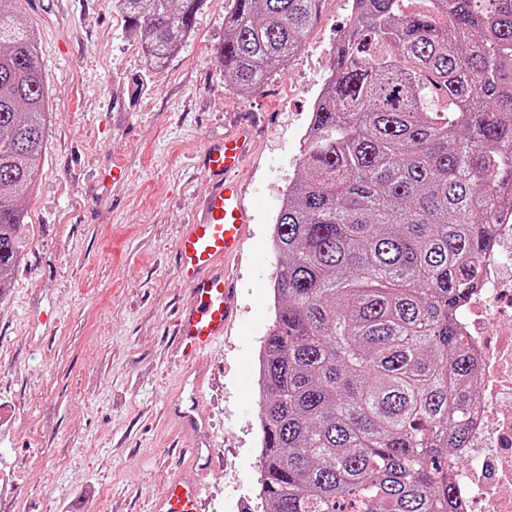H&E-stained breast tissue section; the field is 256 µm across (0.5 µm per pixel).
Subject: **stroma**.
Returning <instances> with one entry per match:
<instances>
[{
	"label": "stroma",
	"instance_id": "stroma-1",
	"mask_svg": "<svg viewBox=\"0 0 512 512\" xmlns=\"http://www.w3.org/2000/svg\"><path fill=\"white\" fill-rule=\"evenodd\" d=\"M229 0H206L184 49L144 74L114 0H24L40 39L51 122L26 199L21 257L0 298V512H155L167 481L191 475L169 414L188 292L176 242L199 212L207 142L246 134L237 173L254 219L231 262L238 312L202 357L198 411L223 452L200 474L209 512L252 505L260 435L254 361L271 324V225L301 180L302 136L351 0H324L302 50L248 98L225 83L215 49ZM124 181L103 190L112 161ZM53 310L48 329L29 320Z\"/></svg>",
	"mask_w": 512,
	"mask_h": 512
}]
</instances>
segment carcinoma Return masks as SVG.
I'll return each instance as SVG.
<instances>
[{
	"mask_svg": "<svg viewBox=\"0 0 512 512\" xmlns=\"http://www.w3.org/2000/svg\"><path fill=\"white\" fill-rule=\"evenodd\" d=\"M323 0H230L217 58L247 97ZM0 0V298L51 119L37 33ZM204 0H116L157 72ZM270 234L258 393L270 512H452L474 365L456 314L512 184V0H353Z\"/></svg>",
	"mask_w": 512,
	"mask_h": 512,
	"instance_id": "cac0c4a2",
	"label": "carcinoma"
}]
</instances>
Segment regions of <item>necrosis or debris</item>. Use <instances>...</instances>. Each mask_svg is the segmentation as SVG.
I'll use <instances>...</instances> for the list:
<instances>
[{"instance_id": "necrosis-or-debris-1", "label": "necrosis or debris", "mask_w": 512, "mask_h": 512, "mask_svg": "<svg viewBox=\"0 0 512 512\" xmlns=\"http://www.w3.org/2000/svg\"><path fill=\"white\" fill-rule=\"evenodd\" d=\"M501 198L479 283L457 320L479 384L467 407L465 443L455 451L457 512H512V189L502 188Z\"/></svg>"}]
</instances>
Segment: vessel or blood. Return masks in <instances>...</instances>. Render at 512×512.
I'll return each mask as SVG.
<instances>
[{"label": "vessel or blood", "instance_id": "obj_1", "mask_svg": "<svg viewBox=\"0 0 512 512\" xmlns=\"http://www.w3.org/2000/svg\"><path fill=\"white\" fill-rule=\"evenodd\" d=\"M245 145L232 139L208 148L204 168L210 177L202 208L186 225L177 247L178 270L188 287L177 322L176 345L187 367L217 340L234 315L235 295L225 263L240 250L251 214L231 174L240 165ZM157 512H206L197 484L172 481Z\"/></svg>", "mask_w": 512, "mask_h": 512}]
</instances>
